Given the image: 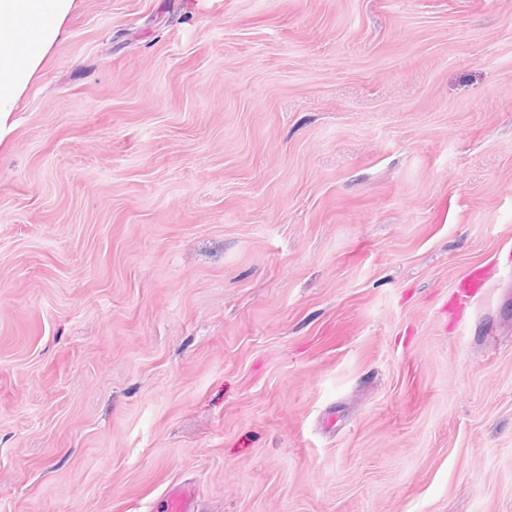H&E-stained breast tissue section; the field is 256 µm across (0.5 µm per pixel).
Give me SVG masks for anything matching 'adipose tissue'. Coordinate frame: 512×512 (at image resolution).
Segmentation results:
<instances>
[{
  "mask_svg": "<svg viewBox=\"0 0 512 512\" xmlns=\"http://www.w3.org/2000/svg\"><path fill=\"white\" fill-rule=\"evenodd\" d=\"M69 8L70 0H0V125L8 117L12 97L26 80L25 73L16 67L17 56L9 36L16 18L27 16L37 30L38 42L48 43Z\"/></svg>",
  "mask_w": 512,
  "mask_h": 512,
  "instance_id": "obj_1",
  "label": "adipose tissue"
}]
</instances>
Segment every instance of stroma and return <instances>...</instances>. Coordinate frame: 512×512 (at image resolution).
Returning <instances> with one entry per match:
<instances>
[{
	"label": "stroma",
	"instance_id": "obj_1",
	"mask_svg": "<svg viewBox=\"0 0 512 512\" xmlns=\"http://www.w3.org/2000/svg\"><path fill=\"white\" fill-rule=\"evenodd\" d=\"M175 481L512 512V0H72L0 132V512ZM484 279L479 269L471 270L458 286L457 297L466 303L480 300L483 296Z\"/></svg>",
	"mask_w": 512,
	"mask_h": 512
}]
</instances>
